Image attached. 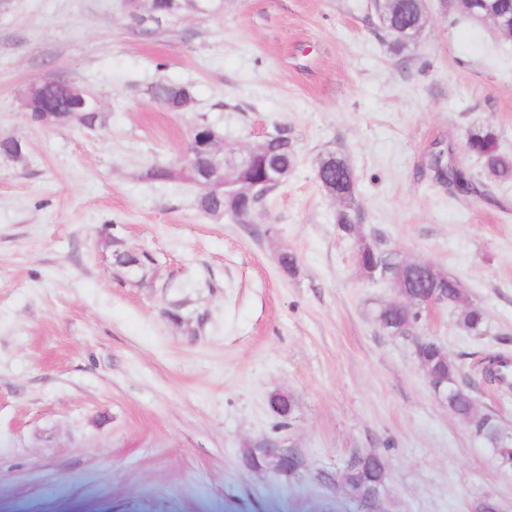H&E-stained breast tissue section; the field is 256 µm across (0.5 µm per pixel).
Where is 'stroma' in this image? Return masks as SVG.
<instances>
[{"mask_svg": "<svg viewBox=\"0 0 512 512\" xmlns=\"http://www.w3.org/2000/svg\"><path fill=\"white\" fill-rule=\"evenodd\" d=\"M426 5L395 57L368 0H223L146 32L125 0H0V137L26 143L0 157V512H346L336 474L366 452L386 467L381 512H512V466L434 397L412 340L374 324L394 291L362 274L316 179L344 154L366 234L484 310L480 335L448 305L416 331L512 434V391L477 366L512 356V181L468 199L419 174L448 147L481 175L478 128L512 155V38L457 0ZM46 78L93 95L102 124L32 126L25 93ZM159 80L191 86L192 108L155 105ZM201 123L237 149L284 125L297 143L249 223L145 175L178 167ZM127 252L141 268L115 265ZM269 441L299 455L293 474L248 467Z\"/></svg>", "mask_w": 512, "mask_h": 512, "instance_id": "1", "label": "stroma"}]
</instances>
